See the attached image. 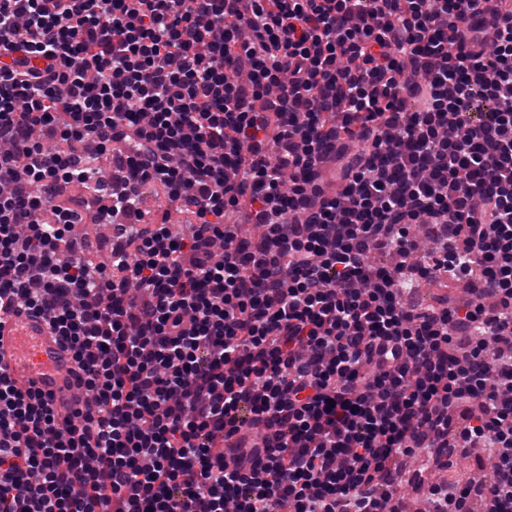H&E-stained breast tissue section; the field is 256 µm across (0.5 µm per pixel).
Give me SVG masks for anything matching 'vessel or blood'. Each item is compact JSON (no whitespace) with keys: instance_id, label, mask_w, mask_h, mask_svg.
<instances>
[{"instance_id":"1","label":"vessel or blood","mask_w":512,"mask_h":512,"mask_svg":"<svg viewBox=\"0 0 512 512\" xmlns=\"http://www.w3.org/2000/svg\"><path fill=\"white\" fill-rule=\"evenodd\" d=\"M0 365L18 388L33 387L52 395L58 413L80 408L82 393L76 387L73 354L42 317L26 311L0 317Z\"/></svg>"}]
</instances>
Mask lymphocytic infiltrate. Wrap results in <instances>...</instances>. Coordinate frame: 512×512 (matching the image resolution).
<instances>
[{"label":"lymphocytic infiltrate","mask_w":512,"mask_h":512,"mask_svg":"<svg viewBox=\"0 0 512 512\" xmlns=\"http://www.w3.org/2000/svg\"><path fill=\"white\" fill-rule=\"evenodd\" d=\"M157 183L197 217L182 236L144 221ZM89 221L121 228L96 270L60 251ZM437 273L469 299L405 303ZM12 308L87 403L60 419L0 367V512H398L400 457L475 448L491 476L428 485L432 512H512V0H0Z\"/></svg>","instance_id":"f902f5d3"}]
</instances>
